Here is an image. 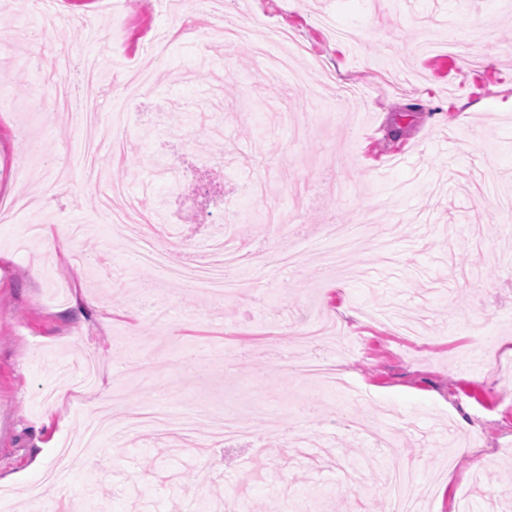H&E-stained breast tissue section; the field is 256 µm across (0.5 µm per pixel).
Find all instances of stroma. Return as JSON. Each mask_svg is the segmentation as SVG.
<instances>
[{
  "label": "stroma",
  "instance_id": "35a3bbf8",
  "mask_svg": "<svg viewBox=\"0 0 512 512\" xmlns=\"http://www.w3.org/2000/svg\"><path fill=\"white\" fill-rule=\"evenodd\" d=\"M118 22L96 0H69L45 24L41 0H0V191L28 202L0 223V494L8 512H29L40 485L51 512H326L340 487L348 512H389L385 457L346 419L400 430L427 495L421 512H512V233L489 227L496 198L471 193L492 180L512 197V0H239L253 37L268 27L302 44L297 76L276 82L251 55L224 47L220 18L207 40L146 52L151 35L182 23L179 4L117 0ZM454 32L460 54L441 45ZM130 54L126 78L146 91L126 97L127 148L102 158L106 179L125 183L139 210L157 195L184 231L205 239L235 227L252 253L236 296L185 292L181 281L141 264L131 243L100 216L98 186L78 166L87 132L68 114L29 111L59 81L112 109L109 79L88 85L56 58L76 63ZM354 82L351 109L336 84ZM311 102L318 119L296 137L282 113ZM414 115L396 149L382 141L392 118ZM196 166L195 202L169 193L151 162ZM420 178H413V168ZM63 177L65 190L44 195ZM84 224L68 253L15 240L25 224ZM90 257L76 266L72 252ZM293 253L298 267L279 270ZM342 321L346 345L313 349L295 337L318 315ZM480 335L485 351L471 344ZM93 354L98 380L122 387L127 409L210 414L234 411L239 437L207 449L143 427L122 438L125 416L101 435L97 462L80 459L63 485L43 482L63 438L95 426L104 411L83 393L80 358ZM319 358L356 392L327 393L312 420L295 405L309 386L297 369ZM479 461L448 458L456 440ZM366 483L371 500L354 497Z\"/></svg>",
  "mask_w": 512,
  "mask_h": 512
}]
</instances>
